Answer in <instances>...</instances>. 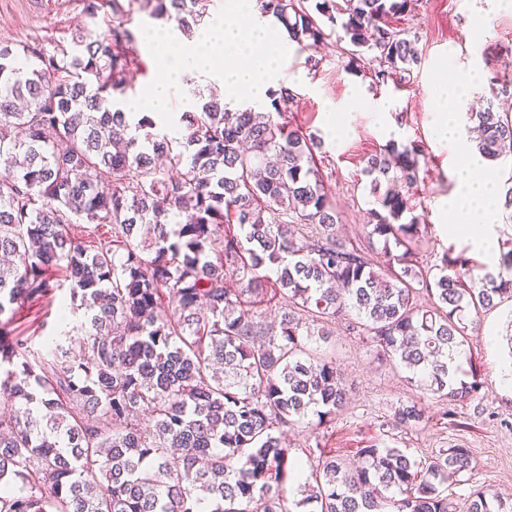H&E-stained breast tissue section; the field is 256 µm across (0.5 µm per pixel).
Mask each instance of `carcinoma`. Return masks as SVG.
I'll list each match as a JSON object with an SVG mask.
<instances>
[{"label":"carcinoma","instance_id":"cac0c4a2","mask_svg":"<svg viewBox=\"0 0 512 512\" xmlns=\"http://www.w3.org/2000/svg\"><path fill=\"white\" fill-rule=\"evenodd\" d=\"M82 0L97 16L106 2ZM156 20L188 35L212 0H140ZM258 0L261 16L309 49L336 15L343 38L376 50L388 71L411 73L421 56L386 19L411 0ZM48 52L0 42V512H457L441 487L475 469L454 445L417 461L371 445L349 466L324 451L309 473L284 429L309 415L325 425L346 404L336 364L311 353L328 324L353 312L351 330L399 361L411 385L450 404L480 397L483 380L466 356V317L512 300V241L496 274L471 275L448 247L432 269L418 263L426 225L412 217L420 150L391 143L367 159L379 208L364 225L383 242L379 269L337 238L336 206L314 160V141L272 109L229 108L211 96L182 113L171 136L150 117L121 108L139 65L134 33L119 24ZM477 148L512 157V115L470 113ZM389 188L380 194L381 181ZM74 224H90L89 243ZM272 266L276 279L260 274ZM61 278L49 277V270ZM276 285L289 311L277 330L249 304ZM436 298L418 303V286ZM68 288L83 331L38 349L13 336L18 310ZM425 419L421 403L389 423ZM466 512H512V500L479 488Z\"/></svg>","mask_w":512,"mask_h":512}]
</instances>
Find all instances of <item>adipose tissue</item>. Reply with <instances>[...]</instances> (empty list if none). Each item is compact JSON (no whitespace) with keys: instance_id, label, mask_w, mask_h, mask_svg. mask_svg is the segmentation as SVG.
Listing matches in <instances>:
<instances>
[{"instance_id":"ef3b65f1","label":"adipose tissue","mask_w":512,"mask_h":512,"mask_svg":"<svg viewBox=\"0 0 512 512\" xmlns=\"http://www.w3.org/2000/svg\"><path fill=\"white\" fill-rule=\"evenodd\" d=\"M465 91L464 83L443 82L432 92L435 109L431 122L437 140L440 145L450 146L456 156V190L443 200L442 206L450 212L453 232L467 237L475 250L492 263L499 256L498 240L491 229L499 211L495 183L490 177L473 181L472 173L481 168V159L463 136L456 117L448 111L449 100L462 97Z\"/></svg>"}]
</instances>
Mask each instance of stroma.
<instances>
[{
	"label": "stroma",
	"mask_w": 512,
	"mask_h": 512,
	"mask_svg": "<svg viewBox=\"0 0 512 512\" xmlns=\"http://www.w3.org/2000/svg\"><path fill=\"white\" fill-rule=\"evenodd\" d=\"M483 21L487 30L474 37L472 29ZM394 27L408 31L422 56L420 68L403 82L375 81L369 64L349 66L351 45L337 36L309 50L291 53L283 66L296 96L288 107L290 123L321 137L323 148L315 160L329 195L336 203L337 234L342 242L379 257L382 245L366 237L363 226L376 198L363 168L366 158L386 145L416 144L422 149L419 182L412 199L413 213L428 226V250L421 262L433 264L446 249L477 258L474 248L449 232L441 202L456 189L454 161L449 150L437 142L427 122L432 107L430 89L439 74L468 81V96L462 114L494 105L512 113V92L502 93L491 79L495 70L512 66V0H412L408 12L394 20ZM102 32V21L83 11L81 0H0V41L23 46L39 44L53 50L59 40L77 30ZM179 93L171 94L174 116L196 110L216 86L209 75L184 71ZM361 90L355 108L347 102L353 90ZM344 115L340 131H332L327 114ZM69 292L59 289L47 302L23 308L11 328L14 334L42 345L52 335L62 304ZM512 322V305L504 304L490 313H473L466 330L474 357L484 374L481 400L457 406V416L443 418L446 402L420 394L407 381V372L365 344L346 322H339L328 341L317 344L320 354L332 357L343 373L347 401L336 418L311 432L305 425L287 429V441L299 459L309 449L323 447L354 461L358 449L377 445L405 450L414 459L427 458L438 449L454 444L470 448L476 467L469 476L447 484L446 492L458 512H465L475 489L484 487L512 495V388H503L498 369L512 354L506 328ZM420 399L427 418L419 426L401 430L387 426L396 406Z\"/></svg>",
	"instance_id": "obj_1"
}]
</instances>
